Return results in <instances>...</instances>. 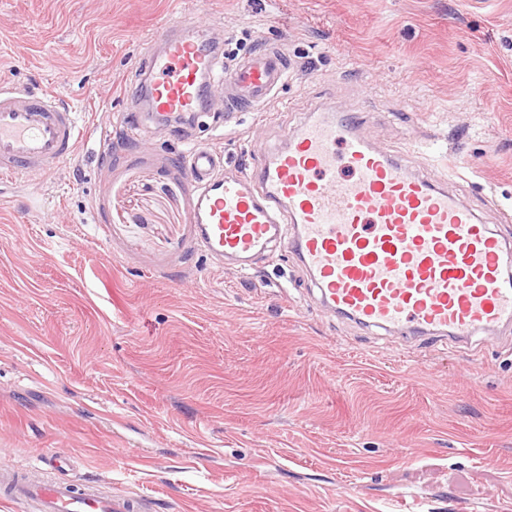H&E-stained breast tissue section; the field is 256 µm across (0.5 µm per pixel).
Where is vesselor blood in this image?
I'll list each match as a JSON object with an SVG mask.
<instances>
[{"label": "vessel or blood", "instance_id": "b4317fda", "mask_svg": "<svg viewBox=\"0 0 512 512\" xmlns=\"http://www.w3.org/2000/svg\"><path fill=\"white\" fill-rule=\"evenodd\" d=\"M220 51L190 14L161 45H147L142 86L156 121L172 125L220 96L226 111L265 101L287 78L288 57L271 48L216 74ZM355 112H316L234 177L199 144L184 156L194 199L195 247L247 268L290 243L333 312L377 331L401 330L452 345L488 341L512 327V244L448 195L435 178L413 176L357 132ZM74 117L53 91L0 86V177L45 172L72 157ZM0 488L33 512H128L125 500L1 472Z\"/></svg>", "mask_w": 512, "mask_h": 512}]
</instances>
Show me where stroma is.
Returning <instances> with one entry per match:
<instances>
[{"instance_id":"1","label":"stroma","mask_w":512,"mask_h":512,"mask_svg":"<svg viewBox=\"0 0 512 512\" xmlns=\"http://www.w3.org/2000/svg\"><path fill=\"white\" fill-rule=\"evenodd\" d=\"M187 6L230 61L280 45L290 71L177 134L123 92ZM0 83L54 88L79 131L0 183V467L134 512H512V331H372L291 253L217 263L182 162L202 143L249 173L309 112H358L410 174L454 158L449 194L512 238V0H0Z\"/></svg>"}]
</instances>
